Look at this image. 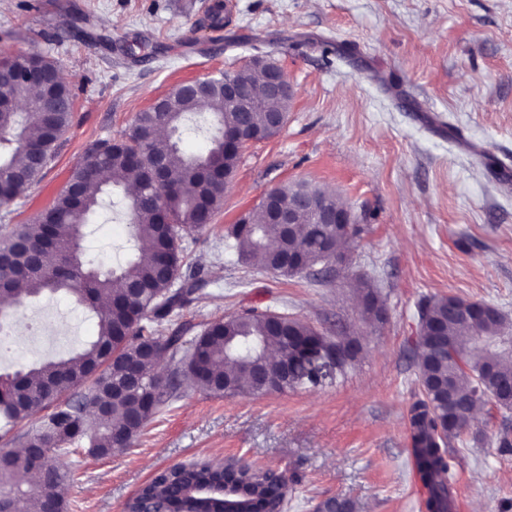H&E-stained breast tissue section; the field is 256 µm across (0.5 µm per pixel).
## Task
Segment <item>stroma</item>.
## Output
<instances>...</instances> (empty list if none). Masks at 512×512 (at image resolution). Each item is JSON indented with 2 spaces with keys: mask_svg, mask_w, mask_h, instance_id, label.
<instances>
[{
  "mask_svg": "<svg viewBox=\"0 0 512 512\" xmlns=\"http://www.w3.org/2000/svg\"><path fill=\"white\" fill-rule=\"evenodd\" d=\"M81 12L111 46L78 40ZM134 40L153 50L137 67L120 51ZM270 40L295 89L288 122L246 147L209 230L186 238L202 286L159 334L189 340L255 308L359 350L343 372L285 392L224 397L183 382L130 448L62 458L72 472L66 512H123L169 465L242 457L285 471L286 512L337 494L356 512H426L408 465L420 306L452 295L512 320V0H0V57L38 49L75 94L53 160L0 207V236L48 208L95 141L129 131L180 82L239 68ZM287 182L327 189L356 216L334 278H286L224 252L225 229ZM84 247L124 263L125 219L103 209ZM360 280L383 301L382 319L365 318ZM21 317L0 370L68 355L98 330L94 313L64 294L29 300ZM49 318L64 336L33 343L34 323ZM507 431L512 408L488 404L455 441L451 512H512V453L498 443Z\"/></svg>",
  "mask_w": 512,
  "mask_h": 512,
  "instance_id": "obj_1",
  "label": "stroma"
}]
</instances>
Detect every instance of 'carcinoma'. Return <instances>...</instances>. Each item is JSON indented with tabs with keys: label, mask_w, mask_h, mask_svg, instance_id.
I'll list each match as a JSON object with an SVG mask.
<instances>
[{
	"label": "carcinoma",
	"mask_w": 512,
	"mask_h": 512,
	"mask_svg": "<svg viewBox=\"0 0 512 512\" xmlns=\"http://www.w3.org/2000/svg\"><path fill=\"white\" fill-rule=\"evenodd\" d=\"M270 53L257 50L252 61L232 75L244 83L258 81L259 71L269 63ZM73 93L57 89L53 98L36 94L22 109H0V202L24 195L41 177L31 170L25 154L37 150L43 165L52 159L58 141L67 132L72 117ZM166 109L148 107L137 113L132 129L117 137L96 142L105 147L87 154L70 172L67 184H80L81 193L64 189L47 211L31 224H20L0 241V311L17 314L31 297L65 292L98 316L96 336L78 352L49 360L17 372L18 402L0 396V430L10 433L18 422L43 410L50 413L38 429L22 436L23 446L44 445V431L57 434V457L76 449L83 440L99 457H108L132 445L145 424L179 395V385L155 381L151 374L155 359L164 355L175 360L179 353L192 360L194 385L222 396L255 395L281 391L280 382L254 378L256 368L268 362L271 351L286 356L305 342L337 343L309 325L280 315L271 325L268 312L255 309L210 321L202 333L189 341L188 349L179 336L162 338L158 327L182 308L194 292L192 282L182 278L185 238L208 226L224 202V178L234 174L239 156L224 152L219 137L228 122L249 130L266 128L269 114L288 109L286 100L263 99L234 108L224 103L222 85L215 84L206 95L189 97L172 89L165 97ZM201 118L208 126L210 147L198 157L186 155L178 142L159 138L161 130L175 132ZM164 159L170 181L164 188L152 182L149 165ZM192 184L185 192L183 183ZM136 191H129L130 184ZM124 198L109 204L119 209L130 224L136 253L125 265L105 271L100 260L84 259L83 229L100 206V195L112 196L114 189ZM308 191L334 205L332 193L306 183H289L275 189L286 207H296L299 193ZM295 231L286 240L265 223L263 206L248 213L227 230L224 251L239 261L258 260L261 265L288 277L298 274L283 264L288 254L303 259L324 254L343 262V245L356 232L353 225L317 224L296 212ZM51 255L54 262L39 274L27 271L24 261L13 253L14 244ZM152 259L143 260L144 249ZM366 314L377 317L382 307L365 281L358 283ZM470 307L473 302L456 296H433L421 306L417 348V380L422 398L410 409L411 441L416 473L428 491L427 512H450L452 481L448 448L450 441L467 433L474 421L472 407L496 402L505 382L512 381V322L500 313L481 318L468 311L452 312L448 303ZM140 361L143 376L138 393L119 397L110 393L112 382L121 379L122 365ZM84 392L87 402H105L108 415L87 413L73 405L71 392ZM0 466V512H30L53 503L65 512L69 476L58 466L52 478L39 483L35 495L21 488L19 474L32 471L29 457L10 449ZM288 480L283 472L238 460L231 471L208 460L177 463L153 477L129 499L127 512H281L288 502L283 492Z\"/></svg>",
	"instance_id": "carcinoma-1"
}]
</instances>
